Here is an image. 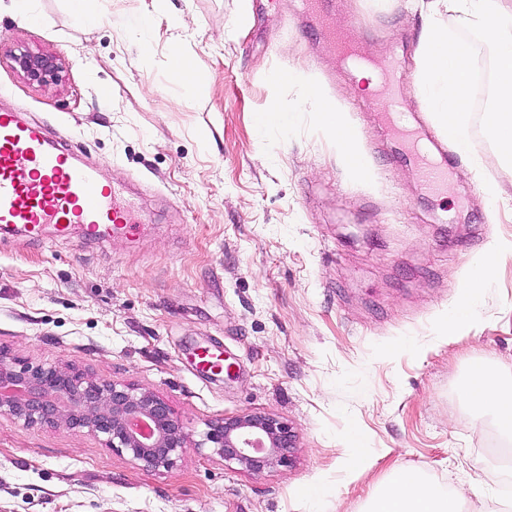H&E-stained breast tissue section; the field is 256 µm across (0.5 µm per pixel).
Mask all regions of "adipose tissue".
<instances>
[{
    "label": "adipose tissue",
    "mask_w": 512,
    "mask_h": 512,
    "mask_svg": "<svg viewBox=\"0 0 512 512\" xmlns=\"http://www.w3.org/2000/svg\"><path fill=\"white\" fill-rule=\"evenodd\" d=\"M303 97L315 111L325 117L327 131L336 139L343 153L357 152L355 139L344 111L328 100L315 86L303 89ZM491 273L489 259L467 265L462 294L448 321L449 327L473 326L477 298ZM461 396L476 418H492L501 434L512 440V381L496 369H485L477 386H462ZM461 494L457 490L439 491L418 469L403 467L397 470L384 488L374 512H460Z\"/></svg>",
    "instance_id": "adipose-tissue-1"
}]
</instances>
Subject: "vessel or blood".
<instances>
[{"label":"vessel or blood","mask_w":512,"mask_h":512,"mask_svg":"<svg viewBox=\"0 0 512 512\" xmlns=\"http://www.w3.org/2000/svg\"><path fill=\"white\" fill-rule=\"evenodd\" d=\"M328 6L329 0H301L304 12L322 18L327 39L354 65H361L354 37L337 33L326 20ZM397 68L394 56L379 67L373 101L401 143V160L416 167L428 193H441L447 186L453 157L444 148L429 150L422 130L399 112L400 98L388 85ZM134 195V189L120 193L101 183L97 169L82 162L54 129L0 107V228L20 230L32 241L42 240L48 227L59 237L77 232L86 239H123L134 230ZM195 357L199 371L223 373L221 347L197 348Z\"/></svg>","instance_id":"b4317fda"}]
</instances>
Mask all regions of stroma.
Returning a JSON list of instances; mask_svg holds the SVG:
<instances>
[{
    "instance_id": "1",
    "label": "stroma",
    "mask_w": 512,
    "mask_h": 512,
    "mask_svg": "<svg viewBox=\"0 0 512 512\" xmlns=\"http://www.w3.org/2000/svg\"><path fill=\"white\" fill-rule=\"evenodd\" d=\"M33 6L35 24L0 0V107L144 192L127 239L37 246L0 232V348L152 389L191 444L148 472L94 435L0 416V512H372L401 467L466 490L462 512H512L505 440L460 394L472 365L512 369V251L494 258L475 327L445 331L465 265L512 241V166L482 131L487 95L472 154L429 195L299 0H98L85 25L70 0ZM331 13L413 70L423 16L405 0H332ZM176 43L194 84L170 75ZM22 49L60 59L61 81L24 79L10 58ZM293 65L347 113L366 176L300 86L277 82ZM274 103L290 123L258 128ZM216 343L229 368L210 377L192 357ZM243 413L290 424V466L253 474L195 448L206 422ZM355 432L371 450L359 476L346 470Z\"/></svg>"
}]
</instances>
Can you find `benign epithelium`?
<instances>
[{"label":"benign epithelium","instance_id":"1","mask_svg":"<svg viewBox=\"0 0 512 512\" xmlns=\"http://www.w3.org/2000/svg\"><path fill=\"white\" fill-rule=\"evenodd\" d=\"M12 61L24 78L40 85L57 82L62 71L53 55L25 50ZM0 415L27 426L86 431L151 472L173 468L189 439L183 423L147 388L56 365L22 364L1 350ZM293 445L291 427L261 413L209 421L196 441V447L210 448L250 473L288 466Z\"/></svg>","mask_w":512,"mask_h":512}]
</instances>
